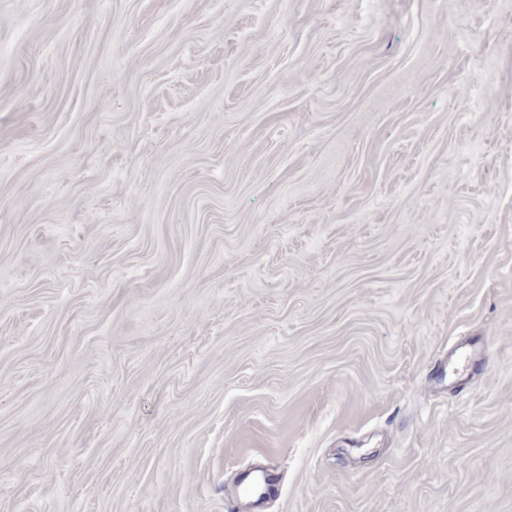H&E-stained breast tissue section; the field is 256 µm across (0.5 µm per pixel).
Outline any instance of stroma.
<instances>
[{"label": "stroma", "instance_id": "stroma-1", "mask_svg": "<svg viewBox=\"0 0 512 512\" xmlns=\"http://www.w3.org/2000/svg\"><path fill=\"white\" fill-rule=\"evenodd\" d=\"M248 468L512 512V0H0V512ZM485 347L466 344L459 346L451 356L448 368L457 378L463 380L477 362L485 357Z\"/></svg>", "mask_w": 512, "mask_h": 512}]
</instances>
